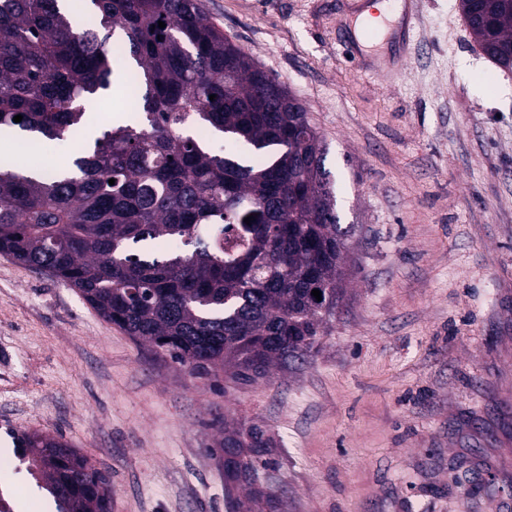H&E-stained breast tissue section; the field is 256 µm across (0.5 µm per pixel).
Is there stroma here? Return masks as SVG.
<instances>
[{
  "instance_id": "obj_1",
  "label": "stroma",
  "mask_w": 512,
  "mask_h": 512,
  "mask_svg": "<svg viewBox=\"0 0 512 512\" xmlns=\"http://www.w3.org/2000/svg\"><path fill=\"white\" fill-rule=\"evenodd\" d=\"M306 108L342 225L343 306L317 351L251 384L155 359L76 289L0 254V500L56 512L16 439L63 437L105 471L112 512H228L225 419L271 444L255 486L280 512H512V70L479 49L459 0H420L394 80L344 58L354 0H202ZM19 152L65 171L117 116ZM496 494L459 488L463 468Z\"/></svg>"
}]
</instances>
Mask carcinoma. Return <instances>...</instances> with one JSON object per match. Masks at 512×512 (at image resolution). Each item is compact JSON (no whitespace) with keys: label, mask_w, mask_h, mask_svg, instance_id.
Segmentation results:
<instances>
[{"label":"carcinoma","mask_w":512,"mask_h":512,"mask_svg":"<svg viewBox=\"0 0 512 512\" xmlns=\"http://www.w3.org/2000/svg\"><path fill=\"white\" fill-rule=\"evenodd\" d=\"M59 2L0 0V131L60 140L80 128L84 101L112 86L117 32L142 115L106 127L68 172L0 162V253L198 377L253 383L312 356L346 296L349 230L305 107L201 0H88L78 28ZM460 8L483 53L511 69L512 0ZM193 121L224 135V155L188 133ZM269 440L226 423L211 452L232 482L269 464ZM18 447L58 512H109L108 475L62 439L25 434Z\"/></svg>","instance_id":"obj_1"}]
</instances>
